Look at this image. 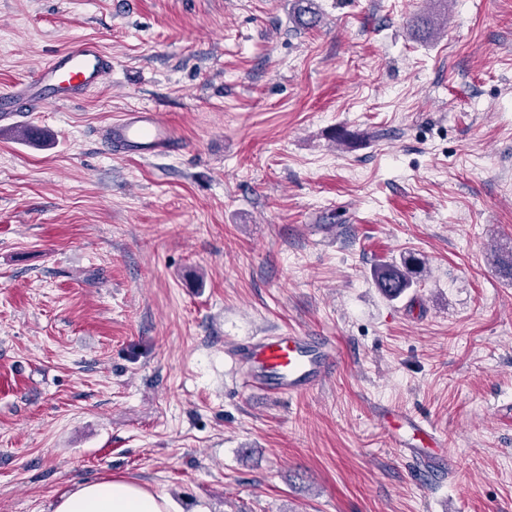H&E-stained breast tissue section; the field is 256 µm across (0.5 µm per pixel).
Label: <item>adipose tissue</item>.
<instances>
[{
    "mask_svg": "<svg viewBox=\"0 0 512 512\" xmlns=\"http://www.w3.org/2000/svg\"><path fill=\"white\" fill-rule=\"evenodd\" d=\"M54 512H172L164 495L120 478L75 484L62 495Z\"/></svg>",
    "mask_w": 512,
    "mask_h": 512,
    "instance_id": "ef3b65f1",
    "label": "adipose tissue"
}]
</instances>
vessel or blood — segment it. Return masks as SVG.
I'll return each mask as SVG.
<instances>
[{
  "instance_id": "b4317fda",
  "label": "vessel or blood",
  "mask_w": 512,
  "mask_h": 512,
  "mask_svg": "<svg viewBox=\"0 0 512 512\" xmlns=\"http://www.w3.org/2000/svg\"><path fill=\"white\" fill-rule=\"evenodd\" d=\"M112 58L95 40L77 38L55 52L21 83L0 92V121L14 120L49 104L83 99L104 85ZM104 149L116 157H163L181 143L162 113L150 106L121 112L100 131ZM232 360L243 369L241 383L267 393L300 396L319 386L339 363L333 346L321 336L282 332L236 342ZM394 447L435 476L457 471V453L430 423L413 413H388Z\"/></svg>"
}]
</instances>
